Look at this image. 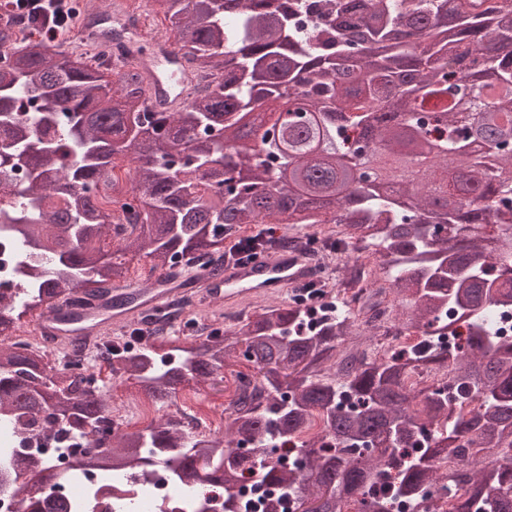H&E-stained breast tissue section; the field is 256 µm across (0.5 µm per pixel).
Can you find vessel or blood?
Returning <instances> with one entry per match:
<instances>
[{"mask_svg":"<svg viewBox=\"0 0 512 512\" xmlns=\"http://www.w3.org/2000/svg\"><path fill=\"white\" fill-rule=\"evenodd\" d=\"M189 78L178 50L169 42L159 41L146 69L152 106L167 112L182 106ZM313 267L312 259L300 252L277 251L227 267L220 277L190 271L148 288L132 289L133 301L126 307L111 310L101 305L77 320L71 319L69 309H50L41 316L39 327L64 343L89 341L105 335L112 327L135 323L141 316L183 297L205 303L220 300L228 308H239L258 298L277 297L311 280Z\"/></svg>","mask_w":512,"mask_h":512,"instance_id":"obj_1","label":"vessel or blood"}]
</instances>
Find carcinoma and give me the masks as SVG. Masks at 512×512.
Here are the masks:
<instances>
[{
    "mask_svg": "<svg viewBox=\"0 0 512 512\" xmlns=\"http://www.w3.org/2000/svg\"><path fill=\"white\" fill-rule=\"evenodd\" d=\"M175 44L207 82L177 112L140 103L144 80L112 74L83 53L52 42L21 44L0 28V220L14 225L26 252L42 260L21 269L23 297L0 305V417L22 434L86 444L119 476L143 459L166 466L181 494L224 486V512H391L397 499L430 512V490H455L454 512H512V339L488 326L487 312L512 307V0H162ZM38 100L28 124L25 104ZM296 124L242 139L263 115L281 108ZM375 147L363 130L374 114ZM484 128L487 146L474 148ZM377 151L376 171L355 160ZM138 163L126 223L104 206L117 189L114 160ZM429 158L430 173L395 192L407 156ZM27 199L12 200L18 169ZM414 204L406 206L403 198ZM248 224H308L340 252L369 251L358 270L385 282L394 324L374 323L372 302L340 309L311 330L308 307L293 301L255 311L224 329L182 342L150 327L134 344L115 341L97 354L107 384L35 350L6 343L32 308L111 296L126 279L125 256L147 259L163 277L192 270L224 274V248L239 242L267 253L276 237L246 238ZM119 246L98 242L110 233ZM466 318L467 344L450 350L436 332L446 315ZM376 336L419 333L418 350L389 346L374 360L345 354L358 321ZM243 357L254 374L238 375L224 412L225 437L190 433L170 408L179 390L224 381ZM442 368L448 384L416 389L418 368ZM138 380L164 414L145 429L112 431L107 385ZM480 398L464 411L448 404V387ZM244 435L254 447H233ZM422 455L410 456L414 437ZM293 444L300 465L269 458ZM0 460L14 471L60 486L81 481L72 466L48 461L23 468L13 449ZM246 471L282 488L254 505L233 492ZM23 512H40L29 485H14Z\"/></svg>",
    "mask_w": 512,
    "mask_h": 512,
    "instance_id": "1",
    "label": "carcinoma"
}]
</instances>
